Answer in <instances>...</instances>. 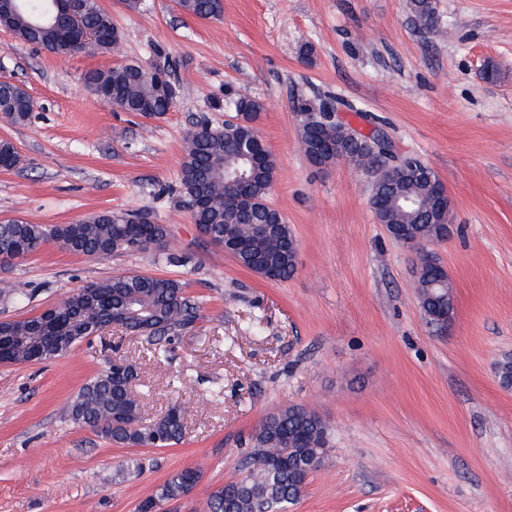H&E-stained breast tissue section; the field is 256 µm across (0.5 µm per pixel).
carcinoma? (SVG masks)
<instances>
[{"label": "carcinoma", "instance_id": "carcinoma-1", "mask_svg": "<svg viewBox=\"0 0 512 512\" xmlns=\"http://www.w3.org/2000/svg\"><path fill=\"white\" fill-rule=\"evenodd\" d=\"M23 6L9 22L19 41L59 56L82 53L88 48L101 49L115 28L112 16L98 0H81L78 18L61 13L56 18L36 24L49 0H22ZM180 9L203 20H219L224 15V0H178ZM411 8L420 22L433 23L432 0H411ZM156 70L146 71L136 64L90 70L86 86L111 100L114 109L161 119L170 111L172 101L159 90ZM33 101L25 92L8 84L0 85V111L14 124H22L33 111ZM240 123L225 128L207 124L198 126L187 137V147L180 165V184L188 199L194 223L202 226L210 238L227 243L239 265L260 273L266 267L277 270V280L284 281L296 271L292 245L295 237L279 210L268 201L276 170L275 160L255 163L247 180L252 203L249 209L231 217L226 209L233 193L224 178L237 167L243 147L259 137L256 124L263 104L256 98H240L235 103ZM301 143L309 162H314L311 142L318 135L349 145L336 126L319 129L299 128ZM19 162L16 147L0 140V166L6 170ZM389 202L375 211L381 224H407L411 232L433 240L437 216L431 204L429 180L392 179V185L380 186ZM133 215L100 212L72 224L48 227L24 220L0 221V260L22 259L48 244L70 252L104 257L114 252L146 249L153 239L167 235L165 225L155 222L133 224ZM256 224H273L269 235L252 233ZM444 271L429 266L418 288L421 307L430 322L437 323L452 309ZM198 306L185 297L181 285L155 275L120 273L90 282L69 295L50 314L3 322V335L10 346L13 364L46 362L71 352L84 340L99 335V329L115 321L146 338L154 353L163 356L183 330L197 318ZM52 320L48 340L34 323ZM125 367L117 378L104 370L90 378L67 405L68 419L86 426L113 444L125 447L161 448L178 444L184 437L180 407H173L160 417L144 420L140 402L132 391L135 367L120 359ZM329 427L315 412L300 405H288L261 422L251 436L252 451L241 465V477L212 490L207 497V512H288L300 499L299 482L309 458L326 454ZM200 481V472L187 468L169 477L156 492L138 506V512H150L154 506L188 495Z\"/></svg>", "mask_w": 512, "mask_h": 512}]
</instances>
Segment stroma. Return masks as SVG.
<instances>
[{"label":"stroma","instance_id":"1","mask_svg":"<svg viewBox=\"0 0 512 512\" xmlns=\"http://www.w3.org/2000/svg\"><path fill=\"white\" fill-rule=\"evenodd\" d=\"M99 3L121 34L111 54L53 56L0 28V80L34 101L26 123L0 120L21 155L0 171V219L147 213L166 242L107 257L43 246L0 268V281L29 292L0 295V319L123 272L179 282L199 311L164 358L114 327L57 360L0 365V512H136L186 468L198 485L160 512H205L213 488L237 478L255 428L289 404L331 430L290 512H512V388L495 374L512 356V0H433L430 29L410 0H224L218 21L176 0ZM128 63L169 73L177 97L163 119L86 88L87 71ZM330 93L381 118L445 184L446 242L396 243L371 208L367 172L309 163L294 103ZM242 97L264 104L258 128L278 162L269 201L298 242L282 282L203 236L180 188L189 132L223 126ZM425 251L452 284L442 329L414 284ZM118 358L136 367L145 419L182 407L181 443L121 447L66 420L72 397Z\"/></svg>","mask_w":512,"mask_h":512}]
</instances>
